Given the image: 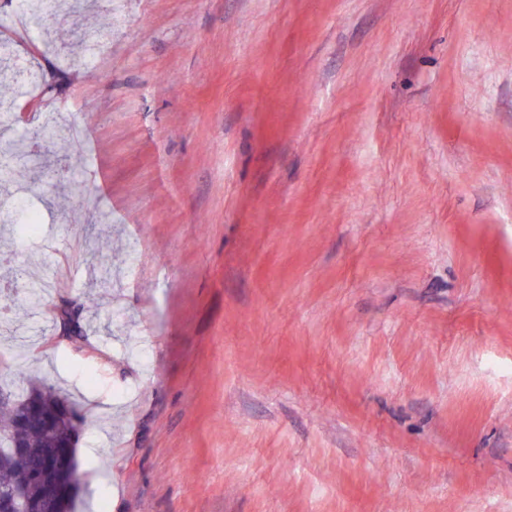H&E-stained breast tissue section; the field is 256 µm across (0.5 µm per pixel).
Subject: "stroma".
Masks as SVG:
<instances>
[{
    "label": "stroma",
    "mask_w": 512,
    "mask_h": 512,
    "mask_svg": "<svg viewBox=\"0 0 512 512\" xmlns=\"http://www.w3.org/2000/svg\"><path fill=\"white\" fill-rule=\"evenodd\" d=\"M28 49L0 135L82 137L0 193L45 286L0 380L87 415L76 512H512V0H95ZM51 312L53 324L62 336L74 340H83L82 307L77 301L68 297H61L59 303L53 307Z\"/></svg>",
    "instance_id": "1"
}]
</instances>
